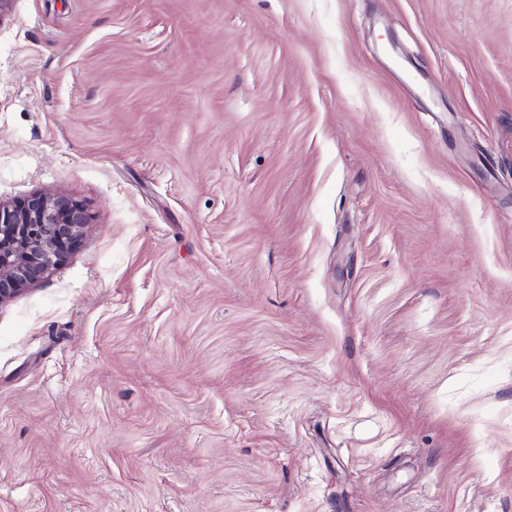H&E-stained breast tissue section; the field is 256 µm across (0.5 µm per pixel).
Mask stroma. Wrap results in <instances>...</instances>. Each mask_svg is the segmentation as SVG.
Masks as SVG:
<instances>
[{"instance_id": "obj_1", "label": "stroma", "mask_w": 512, "mask_h": 512, "mask_svg": "<svg viewBox=\"0 0 512 512\" xmlns=\"http://www.w3.org/2000/svg\"><path fill=\"white\" fill-rule=\"evenodd\" d=\"M0 512H512V0H13ZM90 216L79 201L33 193L0 202V304L41 282L82 240Z\"/></svg>"}]
</instances>
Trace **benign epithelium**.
I'll return each instance as SVG.
<instances>
[{
	"mask_svg": "<svg viewBox=\"0 0 512 512\" xmlns=\"http://www.w3.org/2000/svg\"><path fill=\"white\" fill-rule=\"evenodd\" d=\"M90 216L79 201L33 193L0 202V304L41 282L82 240Z\"/></svg>",
	"mask_w": 512,
	"mask_h": 512,
	"instance_id": "benign-epithelium-1",
	"label": "benign epithelium"
}]
</instances>
